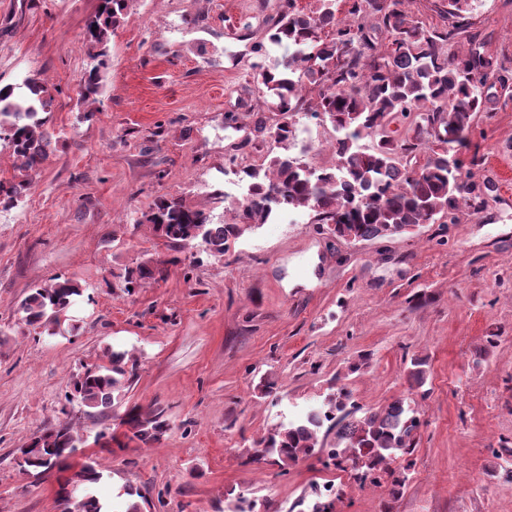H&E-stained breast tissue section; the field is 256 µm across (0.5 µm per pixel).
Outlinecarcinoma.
Returning <instances> with one entry per match:
<instances>
[{
    "label": "carcinoma",
    "instance_id": "1",
    "mask_svg": "<svg viewBox=\"0 0 512 512\" xmlns=\"http://www.w3.org/2000/svg\"><path fill=\"white\" fill-rule=\"evenodd\" d=\"M130 0H99L101 8L88 20L83 42L93 64L79 79L82 100L96 102L102 72L108 65V43L127 14ZM313 15L295 8V0H279L271 18L268 44L256 53L269 57L268 46L286 45L292 52L271 66L253 64L254 79L269 112L278 115L272 126L259 130L285 145L293 136V117L302 110L301 91L317 90L313 114L323 116L336 137V167L306 173L290 157L275 156L268 165L229 164L251 181L249 196L238 202L239 221L215 223L210 215L187 206L178 197L155 200L143 221L173 250L201 248L220 259L245 232L268 223L282 210L307 208L317 212V224L345 242L393 237L421 224H457L478 214L494 189L490 180H476L469 164L451 159L455 148L469 141L474 120L492 112L491 89L505 85L497 59L487 50L489 35L474 28L464 14L465 0H448V26L427 28L411 9L412 0H353L349 14L355 24L336 17L333 0H319ZM332 37L319 36L325 28ZM460 47L455 49L453 44ZM53 97L46 85L28 78L0 86V144L20 161L19 180L0 181V206L15 207L27 194L49 159L53 137L50 114ZM409 122L414 136L397 139L390 125ZM374 135L370 147L360 141ZM158 268L141 265L128 272L125 290L152 279ZM83 291L71 280L53 278L37 285L20 301L22 320L38 334L53 338L75 331L70 309ZM107 363L70 377L66 400L103 415L119 406L128 392L137 361L126 349L108 345ZM427 360L410 359V388L427 382ZM120 425L131 441L148 445L160 439L168 423L156 410L133 406ZM421 421L405 397L378 409L350 402L341 388L323 406L311 408L256 443L252 460L268 457L286 466L319 453L333 465H348L362 482L378 469H387L417 447ZM335 433L325 446L320 436ZM83 436L69 424L47 427L17 449V465L25 472L46 473L73 456ZM359 454H353V451ZM105 469L94 460L80 465L61 487L62 512H102L101 496L88 487L104 479ZM145 495L131 486L112 503L116 512H141Z\"/></svg>",
    "mask_w": 512,
    "mask_h": 512
}]
</instances>
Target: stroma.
Wrapping results in <instances>:
<instances>
[{
	"label": "stroma",
	"mask_w": 512,
	"mask_h": 512,
	"mask_svg": "<svg viewBox=\"0 0 512 512\" xmlns=\"http://www.w3.org/2000/svg\"><path fill=\"white\" fill-rule=\"evenodd\" d=\"M99 0H0V86L25 78L54 97L60 133L15 208L0 210V512H60L64 462L25 473L15 451L70 421L79 456L108 469L105 491L144 490L142 512H224L236 497L281 512L334 482L333 512H512V476L492 451L512 448V81L475 123L463 159L495 190L457 224H423L350 245L299 209L245 233L224 258L170 251L141 222L163 195L234 222L242 191L229 157L277 155L330 169L328 121L306 145L262 136L274 124L253 79L278 0H131L109 42L92 120L78 116L82 46ZM488 51L512 73V0H469ZM168 260L163 278L126 292L127 270ZM79 284L77 332L54 339L27 326L19 302L54 276ZM427 304H415L418 292ZM134 351L125 406L163 411L158 441H129L113 416L67 403L71 374L103 363V348ZM370 361L357 373L347 363ZM426 358L424 391L409 390L411 357ZM363 408L410 397L421 413L402 495L363 485L312 457L251 460L274 432L331 386Z\"/></svg>",
	"instance_id": "obj_1"
}]
</instances>
